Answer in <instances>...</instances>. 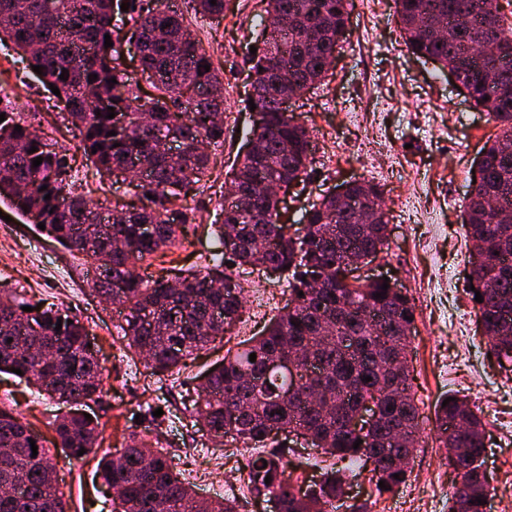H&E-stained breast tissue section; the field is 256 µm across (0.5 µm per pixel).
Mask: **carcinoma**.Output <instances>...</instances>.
Returning a JSON list of instances; mask_svg holds the SVG:
<instances>
[{"label":"carcinoma","mask_w":512,"mask_h":512,"mask_svg":"<svg viewBox=\"0 0 512 512\" xmlns=\"http://www.w3.org/2000/svg\"><path fill=\"white\" fill-rule=\"evenodd\" d=\"M192 2L206 18L223 17L229 10V0ZM123 3L130 8L121 10ZM266 4L264 20L288 30L259 29L251 57L254 93L244 99L256 105L258 125L248 136L257 139V150L237 161L231 185L224 186V195L250 200L253 210L221 207L215 250L202 269L176 275L183 287H171L164 276L145 280L135 265L165 256L195 230L196 214L183 198L212 173V150L224 143V74L183 15L165 0H56L52 11L45 0H0V37L8 38L29 64L41 66L44 86L58 87L55 100L62 118L77 132L100 178L110 180L128 166L139 167L147 177L135 186L140 204L107 207L75 189L66 150L48 142L7 104L0 107L5 114L0 201L9 200L27 222L45 224L43 233L53 242L97 264L102 277L92 288L126 306L121 338L136 355H145L153 376L173 373L224 340L244 309L239 268L263 261L286 275L288 302L262 331L227 350L222 362L186 391L184 408L195 421L205 422L211 437L246 448H264L274 432L302 426L324 453L369 468L381 495L411 475L395 466L394 457L410 460L416 452L419 407L407 358L415 306L405 292L384 291L380 283L348 288L339 275L344 266L388 249L387 212L381 211L383 220L365 223L384 191L355 179L341 184V201L336 191L325 192L302 215L308 224L303 237L281 223L279 200L261 192L269 182L303 183L309 177L310 133L294 115L280 112L278 96L320 88L342 48L351 0ZM394 4L407 50L439 64L472 107L499 128L476 161L479 182L465 198L462 224L469 249L483 255L467 280L474 286L471 297H483L475 303L477 326L490 352L512 363V222L497 221L501 213L512 215V25L499 0ZM116 14L125 19L128 39L138 41L140 71L154 90L146 98L120 69L116 48L104 46L105 35L113 43L119 38L112 26ZM206 65L210 70H204ZM111 107L113 119L107 118ZM170 141L184 147L176 160L169 157ZM38 157L42 163L35 167ZM145 224L153 226L148 238L142 234ZM382 291L385 295L374 297ZM90 343L88 327L58 305L31 303L0 289V373L19 369L20 378L66 404L68 410L50 422L53 447L73 455L82 448L93 452L101 435L98 419L84 416L88 402L104 392V368ZM287 349L325 365L324 372L297 380L271 367L273 357ZM252 353L254 362L249 361ZM366 376L371 381H363ZM371 399L378 415L359 435L348 429L346 419ZM435 415L447 449L445 465L455 479L448 512H456L462 499L468 512H486L476 501L492 497L483 468L485 422L458 396L437 406ZM358 439L363 443L355 449ZM289 468L282 450L251 455L244 464L251 491L276 499L279 512H322L321 506L343 500L338 471L306 486ZM97 474L116 494V512H238L230 497L200 499L174 472L168 449L148 434L131 435L116 455L103 454ZM0 512H66L50 449L18 412L6 408H0Z\"/></svg>","instance_id":"cac0c4a2"}]
</instances>
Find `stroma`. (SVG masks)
Returning a JSON list of instances; mask_svg holds the SVG:
<instances>
[{"instance_id":"35a3bbf8","label":"stroma","mask_w":512,"mask_h":512,"mask_svg":"<svg viewBox=\"0 0 512 512\" xmlns=\"http://www.w3.org/2000/svg\"><path fill=\"white\" fill-rule=\"evenodd\" d=\"M264 0H231L224 18H197L191 27L224 73V143L213 157L231 168L246 142L252 114L242 100L248 82L250 47L256 38L254 16ZM393 0H353L345 43L329 76L315 92L292 99L288 110L310 131L317 178L287 197L281 221L292 224L308 202L349 180L380 184L385 199L409 197L390 210L389 249L366 276L398 281L416 306L411 335L413 389L420 408L418 451L409 481L394 493L377 495L368 471L340 462L350 481V502L369 512H448L453 488L444 449L435 434V406L451 392L465 397L486 423L487 457L493 499L490 512H512V371L490 357L477 327L475 306L467 292L468 249L461 207L475 161L497 127L486 113L473 109L457 84L437 63L410 54L394 21ZM0 85L37 131L73 147L76 183L96 181L92 163L67 131L53 130L57 109L39 79L27 68L11 42L0 43ZM223 180L201 182L187 202L198 228L188 243L171 252L178 268H202L213 247V223L221 221ZM91 265L28 224L10 205L0 202V285L46 298L87 321L91 340L106 368L105 391L91 405L104 424L103 450L123 448L130 432L145 426L140 415L161 409L162 438L169 443L176 472L189 477L200 496L236 497L239 512H274V503L251 494L228 445L212 439L184 412L182 397L195 377L221 360L216 346L189 361L182 374L158 380L143 360L126 351L117 326L126 310L101 300L91 289ZM249 290L260 291L262 306H245L236 339L260 331L288 300L283 277L263 271L248 274ZM138 369L130 377V369ZM0 407L21 413L44 443L59 407L24 381L0 374ZM97 456L56 454L58 482L68 512H112V497L96 479Z\"/></svg>"}]
</instances>
